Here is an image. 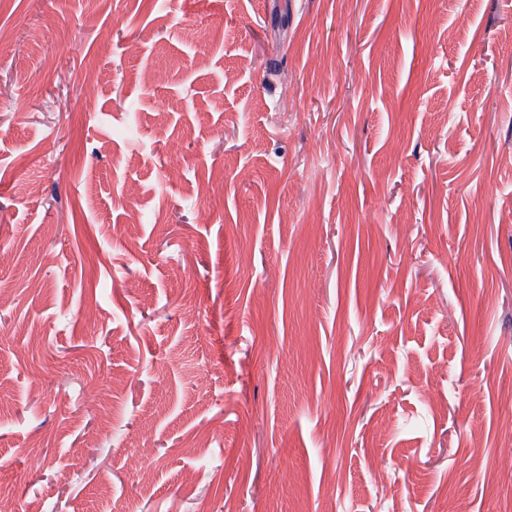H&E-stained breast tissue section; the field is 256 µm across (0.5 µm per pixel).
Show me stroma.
<instances>
[{"label":"stroma","mask_w":512,"mask_h":512,"mask_svg":"<svg viewBox=\"0 0 512 512\" xmlns=\"http://www.w3.org/2000/svg\"><path fill=\"white\" fill-rule=\"evenodd\" d=\"M510 154L512 0H0V498L512 512Z\"/></svg>","instance_id":"35a3bbf8"}]
</instances>
